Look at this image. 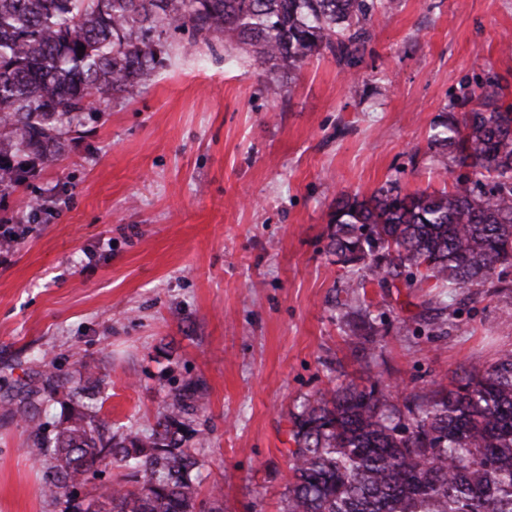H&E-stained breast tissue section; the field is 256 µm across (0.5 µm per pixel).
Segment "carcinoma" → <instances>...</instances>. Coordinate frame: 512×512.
Returning a JSON list of instances; mask_svg holds the SVG:
<instances>
[{
  "mask_svg": "<svg viewBox=\"0 0 512 512\" xmlns=\"http://www.w3.org/2000/svg\"><path fill=\"white\" fill-rule=\"evenodd\" d=\"M396 0H0V193L24 167L54 164L92 102L133 94L165 62L168 38L188 32L229 45L254 65L289 77L325 54L357 75L374 22ZM85 50L78 51L79 47ZM431 158L461 169L451 188L370 198L336 197L330 250L356 287L445 288V298L486 286L502 293L512 267V101L495 77L431 122ZM367 308L343 314L353 345L382 332ZM102 380H79L53 442L34 431L44 459L40 493L62 512H91L73 489L111 465L135 469L96 512H221L220 488L199 500L200 467L185 432L203 409L204 383L177 390L144 438L105 437L82 399ZM295 447L282 512H512V350L471 367L450 387L398 392L340 384L290 413Z\"/></svg>",
  "mask_w": 512,
  "mask_h": 512,
  "instance_id": "obj_1",
  "label": "carcinoma"
}]
</instances>
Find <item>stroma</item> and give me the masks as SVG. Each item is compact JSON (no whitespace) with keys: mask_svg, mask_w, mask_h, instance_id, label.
I'll return each instance as SVG.
<instances>
[{"mask_svg":"<svg viewBox=\"0 0 512 512\" xmlns=\"http://www.w3.org/2000/svg\"><path fill=\"white\" fill-rule=\"evenodd\" d=\"M512 0H398L357 79L328 55L274 94L249 61L176 35L163 67L95 109L52 166L0 194V512H60L28 450L35 407L52 437L80 373L115 435H149L166 400L203 379L188 433L200 498L279 512L287 419L330 386L427 387L512 350V294L425 309L421 289L371 286L387 326L353 348L354 302L328 250L339 193L451 186L430 123L486 72L512 86ZM410 331L397 334L400 319Z\"/></svg>","mask_w":512,"mask_h":512,"instance_id":"1","label":"stroma"}]
</instances>
